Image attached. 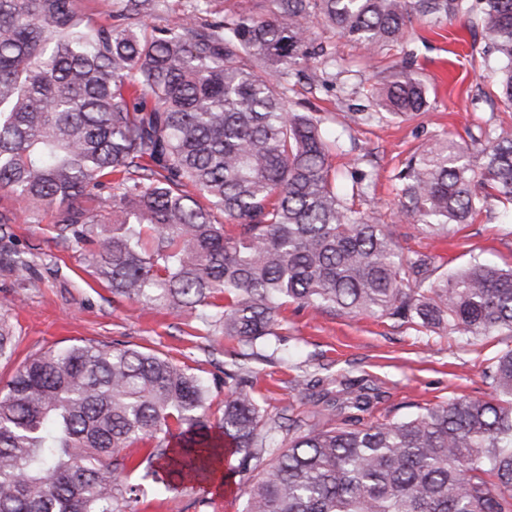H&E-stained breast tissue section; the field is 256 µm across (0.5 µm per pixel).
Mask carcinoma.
<instances>
[{
  "label": "carcinoma",
  "mask_w": 512,
  "mask_h": 512,
  "mask_svg": "<svg viewBox=\"0 0 512 512\" xmlns=\"http://www.w3.org/2000/svg\"><path fill=\"white\" fill-rule=\"evenodd\" d=\"M162 0H0V189L54 211L56 238L91 246L112 294L189 312L252 350L297 303L365 314L419 336H512V267L479 255L443 271L403 253L357 211L323 119L293 108L288 78L332 57L322 22L367 52L413 19L476 21L512 108V0H260L204 19L211 0L151 26ZM413 53L372 98L387 118L426 111ZM398 220L436 237L502 208L512 221V134L440 137L395 174ZM0 209V270L19 257ZM17 336L0 314V360ZM486 399L450 398L377 419L384 392L347 396L288 424L268 418L243 363L210 381L125 344L47 349L0 389V512H129L155 491L210 484L227 457L242 512H512V348L484 371ZM288 434L283 445L282 434ZM151 437L136 459L127 449Z\"/></svg>",
  "instance_id": "carcinoma-1"
}]
</instances>
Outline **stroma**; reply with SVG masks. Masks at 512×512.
Segmentation results:
<instances>
[{
	"label": "stroma",
	"instance_id": "obj_1",
	"mask_svg": "<svg viewBox=\"0 0 512 512\" xmlns=\"http://www.w3.org/2000/svg\"><path fill=\"white\" fill-rule=\"evenodd\" d=\"M336 60L322 70H306L289 79L293 100L319 113L339 141L331 161L337 171H369L373 183L348 197L354 209L394 225L400 245L436 255L452 270L471 249L501 265H512V223L481 217L447 236L427 238L397 221L399 197L394 173L417 148L436 136L467 137L482 131H512V110L499 100L491 73L482 66L487 39L468 19L433 25L414 23L406 50L430 89L425 114L407 121L386 118L341 124L345 112H370L372 85L400 63L405 50L361 51L335 31L320 27ZM17 247L32 260L27 274L0 272V310L9 311L19 336L17 354L0 360V386L27 356L92 339L122 342L167 355L209 379H223L239 351L223 331L188 313L149 308L113 295L99 282L87 250L56 239L50 218L34 221L17 213L11 226ZM38 279L37 289L18 290L21 277ZM278 330L277 352L253 360L262 405L269 417L299 416L322 408V395L340 382H365L385 391L379 413L399 419L419 407L456 396L473 399L491 392L483 371L488 359L512 336L463 339L456 335L419 336L366 315L317 313L289 304Z\"/></svg>",
	"mask_w": 512,
	"mask_h": 512
}]
</instances>
